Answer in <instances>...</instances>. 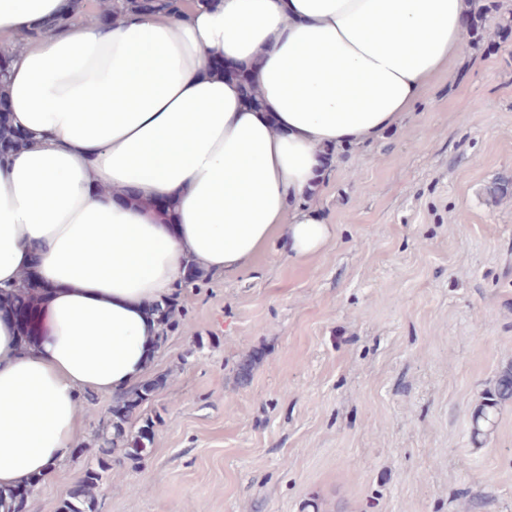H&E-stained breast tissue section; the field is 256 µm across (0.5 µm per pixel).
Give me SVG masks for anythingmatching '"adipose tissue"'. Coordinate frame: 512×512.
<instances>
[{"instance_id":"obj_1","label":"adipose tissue","mask_w":512,"mask_h":512,"mask_svg":"<svg viewBox=\"0 0 512 512\" xmlns=\"http://www.w3.org/2000/svg\"><path fill=\"white\" fill-rule=\"evenodd\" d=\"M65 0H0V35ZM467 0H200L183 16L56 28L8 56L26 147L0 164V287L33 284L37 335L0 317V487L79 446L76 395L113 397L158 350L148 304L189 266L234 273L278 237L296 260L331 227L303 206L323 151L400 124L461 51ZM255 88L257 103L246 99Z\"/></svg>"}]
</instances>
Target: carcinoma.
<instances>
[{"instance_id":"cac0c4a2","label":"carcinoma","mask_w":512,"mask_h":512,"mask_svg":"<svg viewBox=\"0 0 512 512\" xmlns=\"http://www.w3.org/2000/svg\"><path fill=\"white\" fill-rule=\"evenodd\" d=\"M98 6L99 18L109 23L143 10L142 0H98ZM187 7L188 0H158L156 13L175 16ZM83 8V0H69V8L56 20L55 25L62 27L72 23ZM26 308V289L17 288L4 293L0 291V313L23 311ZM149 312L157 323L156 343L160 345L178 326L176 315L179 313V304L174 299L166 300L150 306ZM155 387L154 382L137 384L114 398L112 419L99 433L100 446L96 462L86 468L82 483L60 504L57 512H96L95 490L101 484L112 481L114 452L120 449L132 460H142L150 453L153 419H145L144 424L135 431L126 427V424L131 420L133 411L150 398ZM508 402H512V366L500 372L475 408L472 414L475 437L488 435L495 424L498 410ZM30 491L29 487L0 488V512H22Z\"/></svg>"}]
</instances>
